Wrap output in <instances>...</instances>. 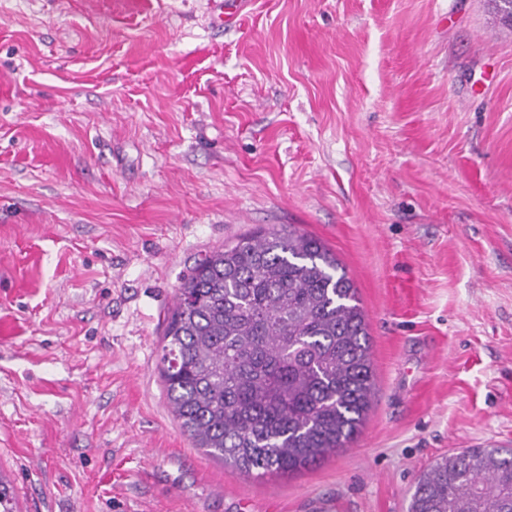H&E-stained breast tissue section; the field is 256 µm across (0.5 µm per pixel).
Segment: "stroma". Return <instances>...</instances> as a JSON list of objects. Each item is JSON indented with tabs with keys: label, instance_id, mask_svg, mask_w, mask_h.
<instances>
[{
	"label": "stroma",
	"instance_id": "stroma-1",
	"mask_svg": "<svg viewBox=\"0 0 512 512\" xmlns=\"http://www.w3.org/2000/svg\"><path fill=\"white\" fill-rule=\"evenodd\" d=\"M318 237L376 394L249 478L194 447L165 319L213 249ZM0 475L20 512H407L512 448V31L487 0H0Z\"/></svg>",
	"mask_w": 512,
	"mask_h": 512
}]
</instances>
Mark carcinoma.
Listing matches in <instances>:
<instances>
[{
  "mask_svg": "<svg viewBox=\"0 0 512 512\" xmlns=\"http://www.w3.org/2000/svg\"><path fill=\"white\" fill-rule=\"evenodd\" d=\"M168 402L197 448L247 477L309 469L354 439L374 395L352 280L292 227L211 251L185 277L160 359ZM0 512H17L0 474ZM409 512H512V448L441 458Z\"/></svg>",
  "mask_w": 512,
  "mask_h": 512,
  "instance_id": "cac0c4a2",
  "label": "carcinoma"
}]
</instances>
